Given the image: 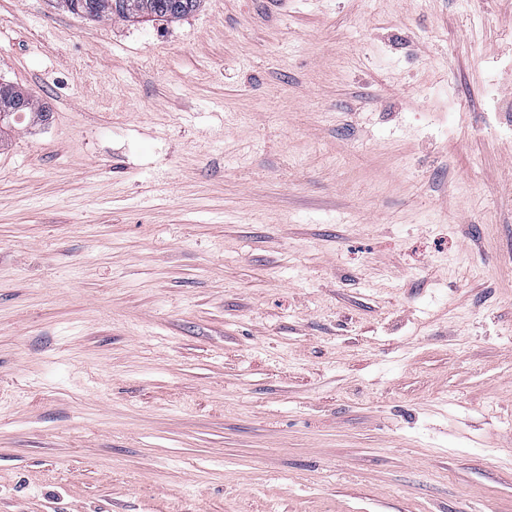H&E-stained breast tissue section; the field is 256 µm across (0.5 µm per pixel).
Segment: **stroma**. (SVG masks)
I'll list each match as a JSON object with an SVG mask.
<instances>
[{
	"label": "stroma",
	"instance_id": "obj_1",
	"mask_svg": "<svg viewBox=\"0 0 512 512\" xmlns=\"http://www.w3.org/2000/svg\"><path fill=\"white\" fill-rule=\"evenodd\" d=\"M0 512H512V0H0ZM72 14L102 21L145 16L176 21L195 11L201 0H61ZM12 94L7 98L0 96V125L16 123L15 118L35 110V103L27 93L11 87Z\"/></svg>",
	"mask_w": 512,
	"mask_h": 512
}]
</instances>
